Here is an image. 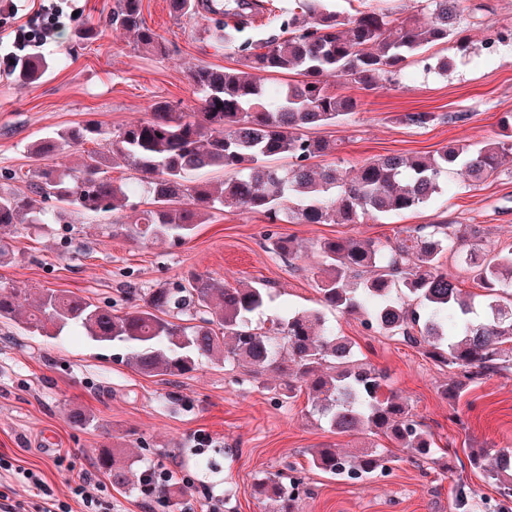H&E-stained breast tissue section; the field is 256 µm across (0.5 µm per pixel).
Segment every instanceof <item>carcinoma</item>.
<instances>
[{
  "label": "carcinoma",
  "instance_id": "1",
  "mask_svg": "<svg viewBox=\"0 0 512 512\" xmlns=\"http://www.w3.org/2000/svg\"><path fill=\"white\" fill-rule=\"evenodd\" d=\"M463 0H429L423 20L395 17L366 7L353 15L329 8L328 0H303L301 12L273 15L279 33L269 39L239 40L257 0H169L178 16L203 12L216 16L215 39L235 47L248 71L197 66L190 79L198 103L178 112L168 102L151 106V118L117 131L99 125L56 130L31 145L35 156L52 157L85 141L103 143L77 171L44 169L28 180V193L0 194V261L14 255L18 227L60 220L37 205L55 198L93 215L123 206L135 186L112 180L109 170L131 169L146 182L150 208L139 221L123 224L129 235L151 241H179L205 223L214 210L263 215L271 224H360L379 215H399L428 204L451 171L471 185L512 162V115L501 118L497 137L472 149L465 140L432 154L394 153L364 162L355 173L312 168L310 160L336 150V143L311 138L303 130L333 125L358 110L361 101L336 94L332 80L345 78L364 90L379 88L382 77L401 71L406 60L432 43L448 41L462 16ZM115 28L133 34L147 54L164 51L162 37L146 26L142 0H118ZM48 65L38 58L19 62L15 73L24 84L39 81ZM296 75L270 89L253 72ZM432 112H410L401 121L423 127ZM290 157L289 168L270 162ZM224 171L218 183L199 175ZM475 234L456 233L448 224L405 230L391 244L356 237L326 238L317 243L323 275L318 283L324 306L359 318L368 329L423 345L426 354L460 370L442 389L458 399L485 377L512 370V248L492 259L467 253L474 281L486 290L482 311L459 280L442 268L441 257L465 245ZM270 249L294 259L300 245L292 237L271 239ZM267 289L241 284L226 287L206 275L149 292L144 305L121 315L71 291L48 290L29 309L14 287L0 288V318L26 312L23 324L33 334L50 335L73 326L98 343L124 348L126 363L148 376H183L201 358L229 362L250 372H272L288 399L306 384L311 408L336 434L382 436L408 450L416 460H434L432 434L408 403L386 388L385 375L357 357L352 342L336 334L318 311L288 315L268 331L249 317L265 305ZM187 315L194 324H185ZM488 448H470L472 465L483 469L500 500L496 512L512 503V454L499 451L484 465ZM386 448L352 455L324 445L311 454V466L344 480L363 481L391 471ZM101 468L112 483L124 486L132 465L105 448ZM302 476L269 474L258 479V493L274 502L275 512H299L297 489ZM472 492L455 489L451 512H470Z\"/></svg>",
  "mask_w": 512,
  "mask_h": 512
}]
</instances>
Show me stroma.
I'll use <instances>...</instances> for the list:
<instances>
[{"instance_id":"obj_1","label":"stroma","mask_w":512,"mask_h":512,"mask_svg":"<svg viewBox=\"0 0 512 512\" xmlns=\"http://www.w3.org/2000/svg\"><path fill=\"white\" fill-rule=\"evenodd\" d=\"M43 3L0 0V46L11 47L18 29L39 32L47 22ZM115 6L116 0H63L66 19L53 43L40 51L17 49L19 57L47 60L39 81L17 82L12 68L0 64V193L25 191V172L79 168L98 148L88 141L60 156L30 155V146L47 133L89 123L115 130L149 118L157 102L189 110L197 100L189 78L193 67L243 63L239 52L215 42L212 21L174 15L168 0H142L147 26L167 46L166 54H146L132 35L111 25ZM86 27L95 29V37L78 39ZM493 30H512V0H465L458 35L426 51L435 60L452 59L448 71L425 69L423 58L412 57L398 80L377 90L336 79V93L360 99L361 107L336 124L308 129V136L337 144L313 166L353 171L390 153L431 155L454 139L477 144L495 136L500 118L512 114V40L487 54L484 43ZM409 112H432L437 120L410 126L401 121ZM135 219L128 206L98 216L71 210L64 223L29 230L16 239L13 262L0 265V285L26 289L32 301L49 289L67 290L121 313L150 290L193 273L228 286L261 282L269 297L252 323L266 328L317 307L320 258L312 245L319 239L353 236L386 244L407 228L468 224L479 227L483 250L512 243V172L476 187L449 173L432 203L361 224L271 225L258 214L217 211L187 239L153 244L126 236L124 225ZM271 230L302 242L305 253L296 259L273 253L265 238ZM323 315L386 373L389 389L408 402L447 457L418 463L398 448L390 475L334 479L312 469L315 448L356 452L389 447V440L329 432L306 393L283 397L268 373L257 381L243 368L205 361L181 377H150L123 362L121 347L96 344L73 330L55 338L33 335L7 319H0V455L39 468L62 500L70 496V481L91 473L100 512H273L255 483L291 467L305 478L300 512H450L451 490L459 482L471 489L475 512H485L498 494L483 471L470 466L467 452L474 444L512 452V373L485 378L454 401L442 394L451 371L423 347L379 335L353 316L329 309ZM74 409L87 415L85 425L69 423ZM106 447L135 469L173 471L174 501L113 485L97 465ZM59 454L66 457L60 466L54 463Z\"/></svg>"}]
</instances>
